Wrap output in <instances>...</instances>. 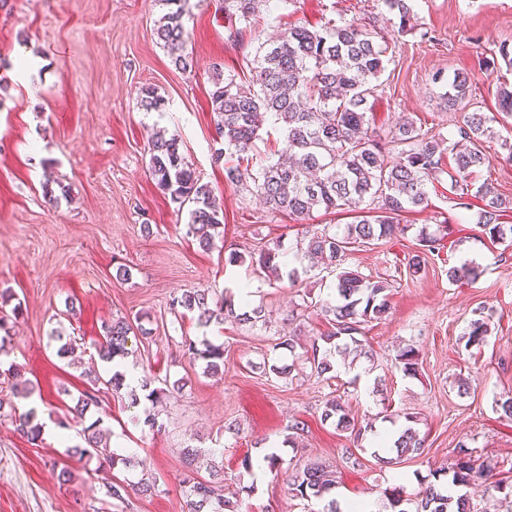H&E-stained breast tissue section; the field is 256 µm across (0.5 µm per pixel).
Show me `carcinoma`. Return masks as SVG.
<instances>
[{"instance_id":"cac0c4a2","label":"carcinoma","mask_w":512,"mask_h":512,"mask_svg":"<svg viewBox=\"0 0 512 512\" xmlns=\"http://www.w3.org/2000/svg\"><path fill=\"white\" fill-rule=\"evenodd\" d=\"M175 9L164 14L156 28L163 47L167 48L172 65L181 71L193 68V58L186 53L185 8L182 0H165ZM264 0H224V12L231 22L241 24L235 29L236 37L253 26ZM391 11L398 13L400 24L410 20L411 0H384ZM385 50L374 40V33L355 21L338 25L332 21L319 27L298 25L288 28L277 40L263 41L254 48L251 80L245 82L235 74L224 75L216 68L211 76L209 93L211 112L216 115L215 138L220 145L215 159L225 153L237 156V164L224 168L225 181L233 186H245L272 211H286L303 220L315 210L353 211L356 221L345 226L342 233L323 228L314 232L297 261L306 260L308 266L293 267L282 272L281 242L267 243L259 252L244 254L232 252L228 263L257 267L274 278L283 276L296 282L311 271L313 265H323L336 271L334 294L319 301L327 329L313 340L310 348L297 352L301 333L289 331L275 339L274 350H285L290 363L268 366L278 378L289 376L305 368L315 376L329 381L335 371L334 356L359 353L370 359L371 351L365 349L358 335L363 325L382 318L388 310L390 282L383 277L364 276L345 267L350 245L372 244L407 226L399 224V216L414 208L428 206V185L440 181L444 173V155L452 154L455 174L465 179L473 170L490 163L484 143L493 138L490 123L496 116H488L468 103L472 89L468 76L454 75L450 89L445 93V103L450 110L462 112L457 126L458 139L448 147L443 140L422 130L413 121H406L396 128L389 138H381L369 127L367 104L377 89L376 81L385 71ZM163 98L153 88H147L140 99L146 112H160ZM499 116L512 118V89L503 87L498 94ZM266 117L278 125L286 146L276 158L253 161L252 152L259 138L261 118ZM149 170L159 187L169 192L171 200L180 206H189V233L200 248L212 247L214 233L223 224L224 213L216 201L210 185L201 182L195 171L184 161L179 141L162 134L156 136L150 148ZM483 207L477 223L492 241L512 240V224L501 222L503 212L512 210V197L484 184L478 190ZM422 251L411 258L409 267L417 273L426 262V255L436 251L437 238L419 232ZM476 276V267L469 262L448 268V281L458 283ZM169 309L188 312L199 324L207 326L212 321L235 318L244 322H267L265 307L258 305L249 311H236L234 294L227 288L220 297L213 298L208 289H187L173 294L168 300ZM490 317L482 315L470 321L461 340L465 346H478L486 341L490 332ZM143 341L152 339L151 329L143 326L141 319L121 317L103 325V342L96 348L100 360L110 362L128 356L130 336ZM184 355L193 363H204L203 374L217 376L224 372V345H216L207 338L183 341ZM407 376L417 374L419 355L407 346L396 356ZM118 393L125 387L123 373L116 371L104 379L96 375L79 391L73 411L83 416L99 404V385ZM5 385L9 394L26 398L33 390L22 366L12 362L0 368V386ZM147 391L145 398L151 403H162L171 390L179 388V381H163L161 387L151 383L141 384ZM10 408V418L16 430L31 441L41 438L44 425L36 419L35 410L16 413L10 401L0 397V412ZM322 420L332 421L336 428L349 434L354 441L363 439L349 399L331 395L324 402ZM85 446H74L71 456L80 460L95 459L100 466L115 467L119 464L135 469L143 462L135 456H122L111 449L101 429V420L95 419L84 428ZM425 438L413 426L404 429L389 450H375L372 456L381 466L397 465L407 457L422 455ZM187 473L183 479L187 512H246L242 494H251L255 486L243 485L228 494L224 493V470L209 468L208 477L198 475L195 461L198 450H182ZM455 460L451 466L434 472L438 479L428 485L422 495L409 499L401 488L384 492L386 507L390 512H474L468 495L454 497L448 494L439 477L451 473L454 486L472 483L475 471L469 464L468 447L460 442L454 448ZM335 472L319 461H311L295 469L288 483L289 493L310 501L327 500L323 512H337L336 502L330 499L335 488ZM152 495L157 492L153 482L132 483L113 479L106 482V495L124 503L130 492Z\"/></svg>"}]
</instances>
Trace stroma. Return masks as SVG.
<instances>
[{"instance_id": "35a3bbf8", "label": "stroma", "mask_w": 512, "mask_h": 512, "mask_svg": "<svg viewBox=\"0 0 512 512\" xmlns=\"http://www.w3.org/2000/svg\"><path fill=\"white\" fill-rule=\"evenodd\" d=\"M407 23L383 0H294L288 8L261 11L243 40H234L219 0H186V50L192 70H176L155 29L166 7L161 0H0V292L16 302L0 307L14 336L9 358L23 366L35 390L17 400L35 409L42 423L65 420L68 438L33 444L0 422V512H187L182 489V450L213 451L224 465V483L234 486L244 456L276 453L283 467L264 471L245 502L248 512H305L304 500L288 493L287 460L333 464L336 490L353 499L382 498L401 487L415 497L446 466L458 442H466L474 470L494 478L512 475V423L500 419L495 401L512 392V244L490 241L477 212V185L491 182L512 195V161L502 141L512 142V124L497 126L485 150L489 165L469 178L471 191L452 188L453 161L429 190L428 206L402 217L403 235L353 247L346 266L393 284L391 310L365 327L372 359L338 368L326 384L303 375L282 379L265 373L277 362L274 339L293 310L303 312L307 338L324 332L319 309H300L303 293L326 297L335 272L312 269L298 283L274 280L232 266L230 251L255 252L270 240L292 249L324 225L352 223L349 212H313L297 221L269 210L245 188L227 186L223 163L215 162L214 118L209 107L213 67L225 73L246 68L258 41L295 25L327 20L375 23L388 44L386 69L369 99L370 126L380 135L410 120L455 140L457 112L444 94L455 74L469 73L472 96L482 110H498V92L512 87V69L485 70L482 61L500 45L512 46V0H413ZM165 100L160 112L141 109L144 88ZM178 137L185 162L213 187L224 212L211 250L187 236L189 214L155 184L149 169L154 133ZM62 181L67 197L45 194ZM447 223L439 254L419 273L408 268L418 253L420 230ZM479 275L450 283L448 269L463 260ZM130 272L119 278L118 269ZM248 288L252 302L270 311L267 324L226 321L201 327L195 317L176 319L167 309L171 293L190 288ZM491 311L490 333L481 348H465L461 336L476 309ZM148 316L152 343L130 339L129 361L141 377L181 380L183 387L160 407L132 402L129 391L103 390L89 417L70 413L87 372H101L95 346L101 326L118 317ZM76 337L74 359L57 355L52 330ZM207 337L224 346V372L210 377L183 354L184 337ZM420 354L419 373L404 375L398 348ZM471 379L469 393L457 381ZM347 393L359 424H371L361 446L322 422L330 388ZM157 412L161 432L141 420ZM418 418L424 453L382 470L369 451L374 433ZM102 418L111 442L146 462L145 469L70 457L89 418ZM307 431L298 447L287 444L288 425ZM239 426L228 431L229 423ZM71 482L58 480L62 467ZM158 485L151 496H130L113 505L108 476Z\"/></svg>"}]
</instances>
